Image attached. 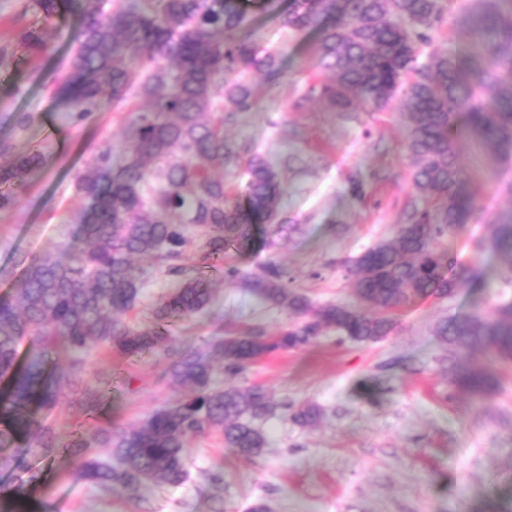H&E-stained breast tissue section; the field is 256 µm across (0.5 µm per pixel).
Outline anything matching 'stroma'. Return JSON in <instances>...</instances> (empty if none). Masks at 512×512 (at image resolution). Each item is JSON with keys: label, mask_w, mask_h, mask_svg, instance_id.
Wrapping results in <instances>:
<instances>
[{"label": "stroma", "mask_w": 512, "mask_h": 512, "mask_svg": "<svg viewBox=\"0 0 512 512\" xmlns=\"http://www.w3.org/2000/svg\"><path fill=\"white\" fill-rule=\"evenodd\" d=\"M81 26L68 0H55L49 16L36 0H0V141L18 155L37 148L44 154L24 186L15 188V204L0 210V296L23 272L20 255L77 238L70 216L89 201L77 196L75 175L103 141L120 142L122 113L79 122L55 94ZM30 34L49 39L53 52L31 54L24 42ZM430 35L432 48L462 58L476 52L455 13H445ZM315 41L310 35L291 42L279 85L224 126L243 155L265 154L286 190L285 222L268 229L265 246L228 251L224 261L245 275L275 263L313 302L352 305L346 265L392 238L408 206L426 200L411 186L400 103L381 112H333L319 100L303 101ZM20 115L30 116L26 127L16 125ZM458 166L479 194L468 224L445 244L474 282L406 310L396 332L379 343L329 335L218 380L225 387L263 385L291 407L314 403L322 411L317 424L298 425L275 412L262 424L267 448L251 458L209 433L193 440L182 486L149 483L132 494L116 485L105 492L74 477L77 459L66 448L78 422V395L70 391L51 415L63 453L18 459L14 470L0 471V492L15 477L34 473L24 512H250L259 503L268 512H512V365L495 369L500 394L474 402L452 385L459 358L434 334L439 320L490 306L488 288L498 281L501 261L476 244L491 237L495 218L512 212V197L499 190L496 163L466 136L458 141ZM183 263L211 276L215 291L204 314L171 325L176 347L246 326L275 331L293 323L290 312L222 281L199 253L188 251ZM80 378L104 389L102 407L88 422L92 428L136 423L183 394L158 355L125 359L94 349L84 356ZM217 471L224 475L218 491L205 481Z\"/></svg>", "instance_id": "stroma-1"}]
</instances>
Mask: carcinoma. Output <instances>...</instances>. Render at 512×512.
<instances>
[{
  "label": "carcinoma",
  "mask_w": 512,
  "mask_h": 512,
  "mask_svg": "<svg viewBox=\"0 0 512 512\" xmlns=\"http://www.w3.org/2000/svg\"><path fill=\"white\" fill-rule=\"evenodd\" d=\"M92 2L71 0L82 28L58 94L79 121L129 110L121 158L114 160L107 142L75 177L77 191L92 203L72 215L88 247L64 239L50 251L23 256L22 278L0 298V380L10 386L0 400V448L11 449L0 456V470L21 456L57 453L48 418L63 389L76 382L78 355L93 345L127 358L153 353L169 360L172 379L190 395L136 424L81 434L70 445L80 458L79 479L135 493L149 481L183 484L191 439L211 431L244 457L264 451L260 423L278 403L262 386L221 387L219 374L239 376L260 359L301 350L328 332L377 343L395 332L403 311L471 281L444 247L448 232L467 223L477 198L460 175L457 137L463 130L498 165L512 164V0H464L460 23L481 49L469 58L429 49L428 31L441 22L444 0H292L279 16L288 38L318 34L303 101L319 98L346 112L354 105L383 111L400 100L412 185L434 205L414 210L392 239L354 261L353 306L312 303L288 286L274 263L251 276L225 267L226 281L241 282L296 322L276 332L253 326L213 336L191 349L169 344V326L203 312L213 282L190 274L183 254L195 245L205 259L222 261L229 247H253L255 225L285 223L278 171L257 152L240 158L224 138V119L257 105L256 86L244 76L259 69L268 79L279 77L288 42L259 54L254 22L240 0H114L103 17ZM0 158V184L20 185L43 155L16 156L2 143ZM229 166L240 169L232 188L215 175ZM483 249L502 260L500 284L512 288V217L495 221ZM136 256L151 257L179 281L147 323L132 326L125 314L146 283ZM435 335L455 353L512 363V297L502 292L486 312L444 319ZM25 340L30 350L20 362ZM49 346L64 352L66 363L47 369ZM454 383L477 400L499 390L495 374L474 364L459 368ZM101 398L100 387L85 386L83 413L94 416ZM320 415L313 404L290 412L300 425ZM92 441L108 455L82 456Z\"/></svg>",
  "instance_id": "1"
}]
</instances>
